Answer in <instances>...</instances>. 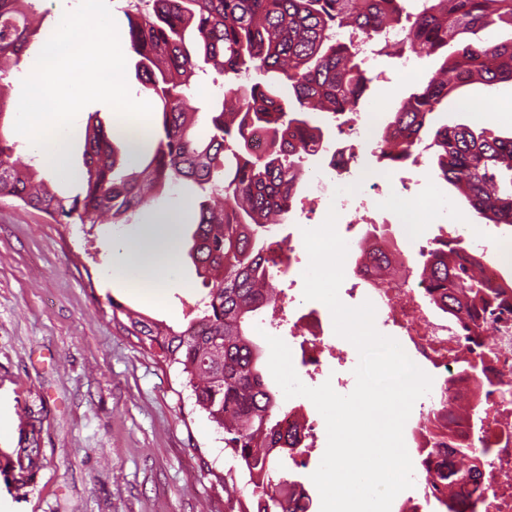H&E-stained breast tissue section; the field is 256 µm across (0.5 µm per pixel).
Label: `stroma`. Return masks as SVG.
Here are the masks:
<instances>
[{"instance_id":"obj_1","label":"stroma","mask_w":512,"mask_h":512,"mask_svg":"<svg viewBox=\"0 0 512 512\" xmlns=\"http://www.w3.org/2000/svg\"><path fill=\"white\" fill-rule=\"evenodd\" d=\"M76 0H35L45 20L38 44L26 52L11 78L10 101L18 103L21 81L54 31L63 10ZM409 75L400 62L380 58L371 69L369 102L395 110L402 98L427 79L435 58L418 53ZM476 106L463 112L450 98L433 115L435 124H467L500 132L512 119H495L493 99L511 100L512 84H474L464 92ZM96 115L106 130L122 132L116 112L95 102L78 115L72 147L58 168L41 165L42 175L66 195L80 186L85 127ZM378 178L394 187L400 178L421 176L419 191L448 201L447 213L421 207L411 212L424 238L447 234L450 225L472 223L457 192L433 176L429 156L401 168L381 166ZM301 182L284 233L301 239L302 229L321 224L322 206ZM186 198L174 191L147 207L138 223L113 228L60 224L47 214L0 197V453L15 448L27 414L41 420L44 464L25 492L0 480V512H226L224 475L233 459L223 433L194 404L177 366L167 364L112 319L119 301L172 325L185 323L202 286L188 256L190 231L176 237L182 287L169 290L163 305L145 303L112 285L114 252L150 248L141 224L156 215L178 216Z\"/></svg>"}]
</instances>
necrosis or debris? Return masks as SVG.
Returning <instances> with one entry per match:
<instances>
[{"label":"necrosis or debris","mask_w":512,"mask_h":512,"mask_svg":"<svg viewBox=\"0 0 512 512\" xmlns=\"http://www.w3.org/2000/svg\"><path fill=\"white\" fill-rule=\"evenodd\" d=\"M355 164L362 166L369 187L363 201L410 194L409 182L387 190L361 154L349 156L336 148L331 152L330 175L313 178L312 195L339 211L354 206L356 200L344 194L342 186ZM450 237L467 256L480 260L487 280L505 282L507 269L493 258L487 241L471 235L464 224L453 225ZM366 280L377 320L432 378L429 394L404 427L405 445L416 460L413 479L418 494L399 503L398 512H432L448 500L455 501L461 512H512V302L494 309L487 318V333L477 338L471 336L465 314L451 318L436 311L426 284L411 283L406 275L382 278L371 271ZM288 323L289 348L300 380L320 374L323 356L348 362V354L325 334L321 310L294 305ZM470 361L481 363L482 375L467 369ZM461 448L482 453L484 465L479 476L447 484L440 475L455 463Z\"/></svg>","instance_id":"4bbe7bcc"}]
</instances>
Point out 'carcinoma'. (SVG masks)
<instances>
[{
	"instance_id": "cac0c4a2",
	"label": "carcinoma",
	"mask_w": 512,
	"mask_h": 512,
	"mask_svg": "<svg viewBox=\"0 0 512 512\" xmlns=\"http://www.w3.org/2000/svg\"><path fill=\"white\" fill-rule=\"evenodd\" d=\"M138 0L123 9L126 42L141 91L159 104L150 145L122 154L102 123H87L80 193L63 197L30 164L12 160L5 136L10 77L39 31L34 0H0V196L69 224H129L132 216L190 183L195 219L189 258L204 289L197 313L175 328L111 299L112 320L163 361L180 369L195 404L224 431V450L239 469H228L229 512H305L288 487L295 474H277L291 458L299 433L282 427L286 413L261 371L262 350L248 333L254 316L276 304L270 266L282 259L268 242L272 224L288 219L304 175L303 162L327 143L322 121L358 110L370 79L353 44L333 32L360 33L377 54L400 59L422 49L435 55L464 34L475 37L441 57L422 86L403 99L379 134L377 160L398 166L430 141L433 169L486 224L512 229V131L465 124L430 125V116L460 89L512 83V37L481 34L512 26V0ZM400 25L399 43L380 41ZM224 75L221 100L204 112L187 101L198 73ZM207 135H197V127ZM267 149L256 154L254 135ZM375 264L380 252L359 250L355 265ZM419 279L434 289V305L476 321L496 302L497 289L476 259L445 240L425 256ZM4 456L0 475L25 489L41 469L39 418Z\"/></svg>"
}]
</instances>
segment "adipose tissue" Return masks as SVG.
I'll return each mask as SVG.
<instances>
[{"label":"adipose tissue","mask_w":512,"mask_h":512,"mask_svg":"<svg viewBox=\"0 0 512 512\" xmlns=\"http://www.w3.org/2000/svg\"><path fill=\"white\" fill-rule=\"evenodd\" d=\"M143 233L157 237L162 245L155 259L149 261L133 251L123 250L113 257L112 268L118 281L139 285L140 294L146 302L159 304L166 289L179 284L174 275L178 262L176 237L170 225L157 222L146 226Z\"/></svg>","instance_id":"obj_1"}]
</instances>
